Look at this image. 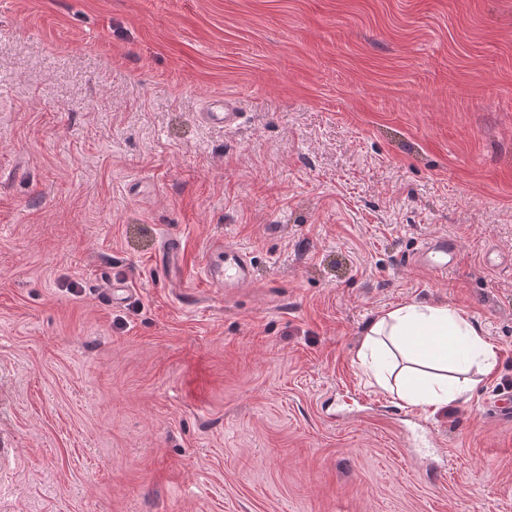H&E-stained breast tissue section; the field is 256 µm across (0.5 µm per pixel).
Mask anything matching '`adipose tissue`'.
I'll list each match as a JSON object with an SVG mask.
<instances>
[{
	"instance_id": "ef3b65f1",
	"label": "adipose tissue",
	"mask_w": 512,
	"mask_h": 512,
	"mask_svg": "<svg viewBox=\"0 0 512 512\" xmlns=\"http://www.w3.org/2000/svg\"><path fill=\"white\" fill-rule=\"evenodd\" d=\"M358 358L372 385L437 410L471 391L474 375L490 374L497 352L464 312L406 302L373 320Z\"/></svg>"
}]
</instances>
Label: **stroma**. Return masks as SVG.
<instances>
[{
  "label": "stroma",
  "instance_id": "stroma-1",
  "mask_svg": "<svg viewBox=\"0 0 512 512\" xmlns=\"http://www.w3.org/2000/svg\"><path fill=\"white\" fill-rule=\"evenodd\" d=\"M409 301L498 349L435 413L357 359ZM503 399L512 0H0V512H512ZM234 101L224 97V105L213 108L210 107L206 112H202L203 120L210 125L224 126L225 128L234 125L240 117ZM455 257V246L448 237L434 236L424 244L414 261L430 273L442 274L448 270ZM253 276L252 259L240 248L215 242L204 257L201 278L206 282L224 284V288H247Z\"/></svg>",
  "mask_w": 512,
  "mask_h": 512
}]
</instances>
